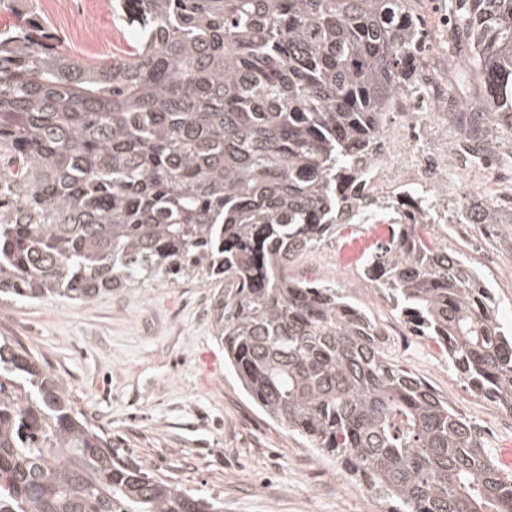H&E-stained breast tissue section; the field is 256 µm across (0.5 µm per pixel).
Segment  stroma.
Here are the masks:
<instances>
[{"label": "stroma", "mask_w": 512, "mask_h": 512, "mask_svg": "<svg viewBox=\"0 0 512 512\" xmlns=\"http://www.w3.org/2000/svg\"><path fill=\"white\" fill-rule=\"evenodd\" d=\"M64 45L91 62L125 46L113 23L112 0H74L61 11L35 0ZM465 48L429 56L447 75L455 100L479 93L467 71ZM383 134L390 149L409 145L448 158L434 208L448 221L432 225L441 246L458 252L494 293L501 323L512 325V224H467L462 205L479 195L512 203V130H488L492 155L463 142L456 121L448 133L413 140L401 112L389 114ZM389 215L337 225L334 234L291 268L300 280L339 288L385 332L384 353L425 380L484 433L498 456L512 448L504 409L468 387L440 346L416 336L393 301L363 274L366 257L388 243ZM211 283L183 278L137 284L80 303L62 298L0 297V334L30 351L60 377L74 410L107 432L113 452L145 466L154 478L223 502L224 512H382L378 500L282 424L266 417L224 368V347L213 331Z\"/></svg>", "instance_id": "35a3bbf8"}]
</instances>
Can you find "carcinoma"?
<instances>
[{"label":"carcinoma","mask_w":512,"mask_h":512,"mask_svg":"<svg viewBox=\"0 0 512 512\" xmlns=\"http://www.w3.org/2000/svg\"><path fill=\"white\" fill-rule=\"evenodd\" d=\"M104 65L32 10L0 28V295L90 302L201 277L224 365L270 419L341 464L384 512H512L481 433L390 362L383 330L291 264L338 224L397 215L366 260L419 336L512 411V331L490 288L428 230L421 191L367 192L387 113L421 85L411 0H113ZM483 95L472 139L512 128V0H457ZM468 224H512L473 198ZM0 512H223L112 454L63 382L0 336Z\"/></svg>","instance_id":"obj_1"}]
</instances>
